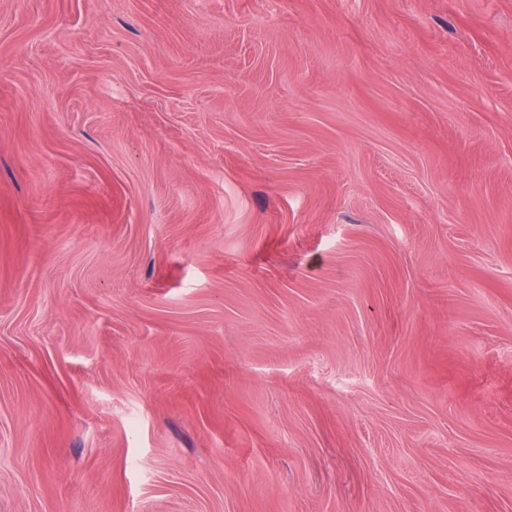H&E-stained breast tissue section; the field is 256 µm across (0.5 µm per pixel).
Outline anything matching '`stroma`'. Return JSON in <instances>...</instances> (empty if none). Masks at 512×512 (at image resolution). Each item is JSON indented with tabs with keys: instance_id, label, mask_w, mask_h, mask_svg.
I'll return each mask as SVG.
<instances>
[{
	"instance_id": "35a3bbf8",
	"label": "stroma",
	"mask_w": 512,
	"mask_h": 512,
	"mask_svg": "<svg viewBox=\"0 0 512 512\" xmlns=\"http://www.w3.org/2000/svg\"><path fill=\"white\" fill-rule=\"evenodd\" d=\"M0 512H512V0H0Z\"/></svg>"
}]
</instances>
